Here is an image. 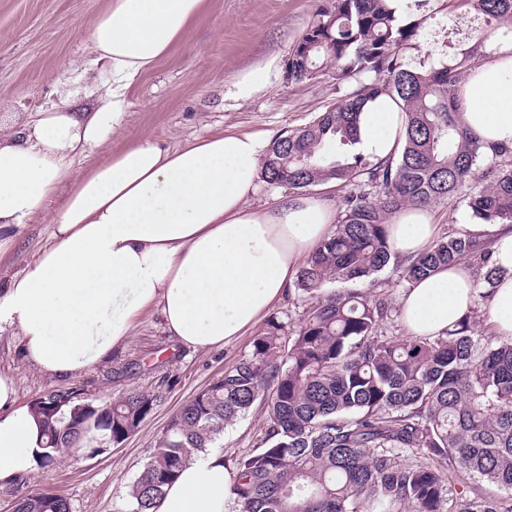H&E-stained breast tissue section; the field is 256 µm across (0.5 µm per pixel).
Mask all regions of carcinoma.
Instances as JSON below:
<instances>
[{
  "instance_id": "1",
  "label": "carcinoma",
  "mask_w": 512,
  "mask_h": 512,
  "mask_svg": "<svg viewBox=\"0 0 512 512\" xmlns=\"http://www.w3.org/2000/svg\"><path fill=\"white\" fill-rule=\"evenodd\" d=\"M485 28L448 50V60L409 68L424 18L399 20L390 0H331L294 45L288 80L334 68L336 101L269 147L261 178L296 189L334 181L348 190L335 232L298 275L307 309L294 322L270 317L251 350L170 419L131 488V512H153L193 453L213 447L224 425L260 400L264 446L236 460L235 512H512V341L478 336L479 310L444 336H386L384 294L329 289L392 269L410 284L465 263L488 298L500 270L490 250L449 235L409 260L388 240L389 217L467 190L484 224H512V148L485 147L458 118L463 85L490 44L512 45V0H444ZM378 95L401 101L400 155L369 161L350 150L358 114ZM483 169L490 184H473ZM157 397L133 392L88 408L78 399L32 403L47 438L40 466L59 449L129 436ZM468 474L497 489L453 493ZM51 491L20 497L18 512H68Z\"/></svg>"
}]
</instances>
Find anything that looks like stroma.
Wrapping results in <instances>:
<instances>
[{
	"label": "stroma",
	"mask_w": 512,
	"mask_h": 512,
	"mask_svg": "<svg viewBox=\"0 0 512 512\" xmlns=\"http://www.w3.org/2000/svg\"><path fill=\"white\" fill-rule=\"evenodd\" d=\"M110 0H0V120L21 125L51 104L74 101L93 107L86 93L98 76L96 55L85 27ZM327 0H203L198 22L184 42L128 91V108L108 142L76 159L73 177L62 183L48 207H63L76 180L142 137L177 147L195 137L226 130L259 133L273 141L282 132L314 118L336 99L333 72L295 84L280 73L249 101L235 100L231 85L239 72L257 68L271 56L289 54ZM82 69H73V62ZM42 219L11 227L12 248L0 255V289L53 242ZM245 335L224 347L196 350L168 336L160 310L140 318L130 342L110 360L66 379L49 378L30 366L16 331H0V374L13 378L17 402L31 405L52 390L76 388L88 401H115L132 392L156 395L157 405L124 442L97 443L94 449L36 468L0 486V512L16 497L50 490L66 497L71 512H128L132 484L157 439L179 409L220 378L251 349ZM266 414L262 404L224 427L216 448L227 464L262 444Z\"/></svg>",
	"instance_id": "stroma-1"
}]
</instances>
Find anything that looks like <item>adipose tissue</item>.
Returning <instances> with one entry per match:
<instances>
[{
  "label": "adipose tissue",
  "mask_w": 512,
  "mask_h": 512,
  "mask_svg": "<svg viewBox=\"0 0 512 512\" xmlns=\"http://www.w3.org/2000/svg\"><path fill=\"white\" fill-rule=\"evenodd\" d=\"M203 0H111L90 19L88 39L101 67L100 107L65 105L36 113L19 130L0 126V229L31 223L68 180L76 157L101 145L127 105L129 87L166 56L199 18ZM462 122L484 143L512 146V50L492 49L465 86ZM398 101L365 102L356 151L397 157L405 140ZM266 140L227 131L177 149L142 138L77 183L48 216L54 245L0 293V325L18 330L27 361L67 378L125 346L138 318L159 308L178 343L221 347L253 330L287 293L300 260L332 233L336 212L314 196L252 207ZM396 254L434 243V213L410 206L387 224ZM488 242L503 272L487 306L491 335L512 339V225L467 224ZM478 297L471 269L444 267L409 284L400 319L409 335L442 336ZM43 430L16 404L12 377L0 374V483L33 472ZM232 471L222 453L193 454L154 512H225Z\"/></svg>",
  "instance_id": "adipose-tissue-1"
}]
</instances>
